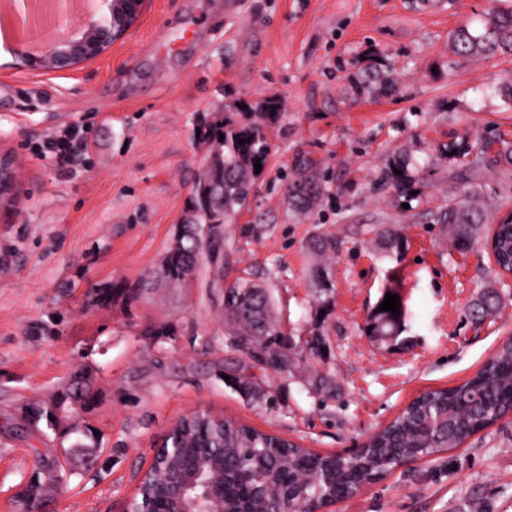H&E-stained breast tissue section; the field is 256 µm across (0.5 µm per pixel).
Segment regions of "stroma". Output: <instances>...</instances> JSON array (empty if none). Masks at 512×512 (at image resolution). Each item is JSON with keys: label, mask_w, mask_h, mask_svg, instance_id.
<instances>
[{"label": "stroma", "mask_w": 512, "mask_h": 512, "mask_svg": "<svg viewBox=\"0 0 512 512\" xmlns=\"http://www.w3.org/2000/svg\"><path fill=\"white\" fill-rule=\"evenodd\" d=\"M146 0L136 24L96 60L69 70L15 69L0 57V157L18 176L0 200V512L34 471L33 449L68 455L76 475L48 489L38 512H119L169 428L203 409L300 443L344 452L389 424L420 393L460 384L512 337V286L484 251L458 252L437 221L449 200L477 192L490 222L512 213V55L462 58L451 32L489 0ZM193 41L159 55L169 35ZM277 102L270 155L247 205L225 225L224 280L250 274L269 288L282 331L327 344L308 375L255 367L230 348L209 269L170 284L161 260L211 152L197 123L224 112L262 121ZM70 136L67 163L42 154ZM465 143L468 153L449 154ZM409 157L406 188L386 174ZM315 175L311 210L287 187ZM400 225L401 258L370 230ZM335 237L325 258L313 235ZM324 268L328 290L313 271ZM151 280L152 289L130 297ZM405 315L398 336L365 327L386 288ZM501 291L478 322L470 305ZM112 290L93 305L95 290ZM163 335H155V328ZM86 368L90 411L57 430L27 410L50 403ZM250 380L252 391L240 389ZM97 435L95 468L75 443ZM336 512H512V417L451 448L397 467L338 502Z\"/></svg>", "instance_id": "1"}]
</instances>
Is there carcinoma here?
Wrapping results in <instances>:
<instances>
[{"label": "carcinoma", "instance_id": "obj_1", "mask_svg": "<svg viewBox=\"0 0 512 512\" xmlns=\"http://www.w3.org/2000/svg\"><path fill=\"white\" fill-rule=\"evenodd\" d=\"M452 52L461 57L512 54V9L491 8L484 14L482 32L474 34L462 25L450 34ZM200 133L213 143L212 162L195 183L189 200L188 222L181 224L182 248L170 250L162 262V273L171 282L182 281L198 269V257L210 259L211 267L224 270V225L231 224L242 211L253 191L254 163L266 165L270 143L266 127L241 124L232 113L201 121ZM322 194L313 175H302L288 189L289 205L307 209ZM448 227V237L458 251H469L484 234L485 215L472 199L448 203L440 215ZM374 239L382 252L400 257L404 237L395 225L376 229ZM309 249L325 254L336 249V240L324 234L313 236ZM497 261L512 265V224L499 229ZM224 287L222 305L229 327L231 348L256 362L274 366V371H297L307 363V353L319 350L297 347V342L278 331L272 298L263 286L240 277ZM387 288L369 315L368 335L385 342L398 335L404 309L392 314L380 310ZM501 296L495 290L483 292L472 304L478 320L493 315ZM78 369L69 377L64 391L45 407L32 410L33 424L46 421L53 428L57 411L70 413L76 406L91 404L90 381ZM512 409V340L471 378L462 383L421 393L387 426L372 434L351 454H318L299 444L263 433L231 420L224 426L201 414L182 420L178 434L160 452L136 495L149 512H164L165 506L153 500L154 486L166 474L171 457L190 459L205 453L224 459V509L227 512H299L305 501L321 504L356 494L364 484L380 479L408 458L426 451L455 448L470 436L495 423ZM37 482L63 484L72 473L57 460H48L39 449H32Z\"/></svg>", "mask_w": 512, "mask_h": 512}]
</instances>
